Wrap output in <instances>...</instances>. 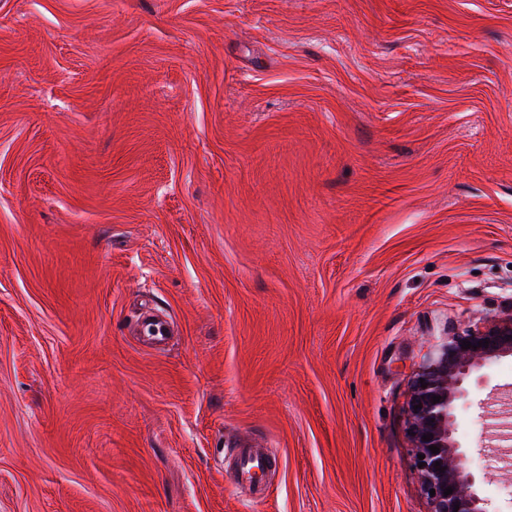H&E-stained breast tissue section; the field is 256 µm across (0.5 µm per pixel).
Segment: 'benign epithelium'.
I'll return each instance as SVG.
<instances>
[{
  "mask_svg": "<svg viewBox=\"0 0 512 512\" xmlns=\"http://www.w3.org/2000/svg\"><path fill=\"white\" fill-rule=\"evenodd\" d=\"M464 340L473 347L462 348ZM485 341L486 348L481 346ZM508 356H512V313L482 328L452 334L411 377L406 404L410 464L429 505L428 512H490L488 500L481 494L471 470L469 454L455 438L457 412L469 402V382L480 386L482 372ZM434 395L440 397V402L433 403ZM418 404L421 408L414 409ZM428 434L430 440H423ZM431 445L440 452L432 453ZM420 454L424 459L418 458ZM437 462L441 466H435ZM441 467L445 471H439ZM447 487L453 492L446 496Z\"/></svg>",
  "mask_w": 512,
  "mask_h": 512,
  "instance_id": "obj_1",
  "label": "benign epithelium"
}]
</instances>
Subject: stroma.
<instances>
[{
  "instance_id": "1",
  "label": "stroma",
  "mask_w": 512,
  "mask_h": 512,
  "mask_svg": "<svg viewBox=\"0 0 512 512\" xmlns=\"http://www.w3.org/2000/svg\"><path fill=\"white\" fill-rule=\"evenodd\" d=\"M511 312L512 0H0V512H428L410 378ZM141 333L146 336L155 346L164 345L168 342L171 334L168 319L149 315L142 318L140 322ZM234 448H238L237 484L253 487L254 497L261 498L266 488L259 484V475L271 467L274 461L263 448L249 440H237Z\"/></svg>"
}]
</instances>
